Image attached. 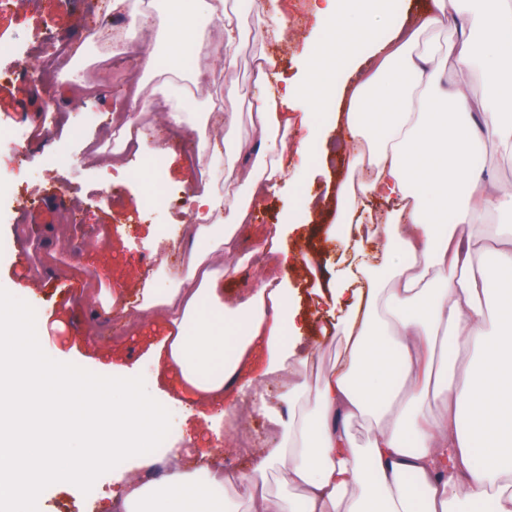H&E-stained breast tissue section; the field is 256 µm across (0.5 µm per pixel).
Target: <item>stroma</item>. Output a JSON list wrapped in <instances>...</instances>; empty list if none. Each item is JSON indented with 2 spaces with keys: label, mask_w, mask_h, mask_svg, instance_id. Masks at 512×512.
Returning <instances> with one entry per match:
<instances>
[{
  "label": "stroma",
  "mask_w": 512,
  "mask_h": 512,
  "mask_svg": "<svg viewBox=\"0 0 512 512\" xmlns=\"http://www.w3.org/2000/svg\"><path fill=\"white\" fill-rule=\"evenodd\" d=\"M235 5L246 33L238 49L237 65L217 73L214 83L193 88L189 79L143 75L129 65L115 77L95 31L119 24L122 33H134L142 53L163 56L167 46L157 30L139 27L138 13L146 0H130L129 9L114 15L110 0H17L0 12V68L25 67L29 77L0 82V181L9 184L0 195V285L24 286L32 291L38 339L54 360L69 362L95 374L119 370L142 376L147 390L171 414L170 431L163 445L187 454L191 466L215 459L232 463L234 480L225 484L224 496L237 512H248L240 495L239 476L250 474L259 451L274 446L278 429L254 410L256 392H263L282 419L298 420L301 412L288 404V386L268 376L260 389H245L237 397L236 415L208 428L206 416L218 406L192 403L176 390L169 367L155 366L153 357L165 346L168 331L158 321L141 320L140 303L145 278L155 277L158 287H169L166 269L184 268L195 228L196 204L187 183L189 175L202 177L222 188L224 175L198 163L197 127L209 99L220 97L234 116L233 132L254 138L251 114L259 91L252 78V63L261 54L272 55L285 79L294 81L306 71L312 49L328 34L329 25L316 17L317 0H228ZM286 11L289 37L277 42L261 33L260 13ZM88 45L79 60L63 57L54 77L43 80L39 43ZM144 81L157 112L177 106L181 121L164 125L160 139H150L140 153L125 154L121 169L104 166L99 156L84 157L89 144L99 143L112 121L116 105L126 103L130 87ZM233 96H226V89ZM327 144L317 154L292 157L305 178V197L313 201L309 220L285 237L289 258L280 266L290 291L293 311L303 322L308 345L305 372L309 384L335 365H347L343 335L323 333L338 321L329 296L323 295L329 271L350 263L353 241L336 222V192L350 177L345 155L335 152L341 137L324 115H313L309 130ZM479 163L484 175L512 187V149L482 140ZM300 197L291 190L268 192L253 211L230 262L240 272L224 283V299L235 302L257 288L266 270L254 256L261 238L275 225L300 210ZM105 243H98L99 232ZM111 473L95 481L92 495L72 494L66 488L47 489L38 512H110L105 492L112 488Z\"/></svg>",
  "instance_id": "stroma-1"
}]
</instances>
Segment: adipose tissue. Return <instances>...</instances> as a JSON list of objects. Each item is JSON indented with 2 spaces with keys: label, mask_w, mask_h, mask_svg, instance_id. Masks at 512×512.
<instances>
[{
  "label": "adipose tissue",
  "mask_w": 512,
  "mask_h": 512,
  "mask_svg": "<svg viewBox=\"0 0 512 512\" xmlns=\"http://www.w3.org/2000/svg\"><path fill=\"white\" fill-rule=\"evenodd\" d=\"M325 3L340 23L298 85L282 88L275 58L262 56L255 140L229 138L223 101L209 100L204 124L211 132L200 144L211 158L225 159L224 189H197L188 269L169 271L166 289L145 282L137 316L167 325L164 361L176 370L181 392L195 402H225V414L235 411L227 400L237 382L287 374L288 403L304 413L299 422L281 423L277 443L241 479L250 512H512V494L495 490L512 480V190L483 179L472 159L482 138L512 146V0H430L414 18L397 15L395 0ZM202 13L217 24L215 55L225 69L235 68L244 33L227 0H182L163 29L168 54L141 57L142 72L212 82L214 68L195 38ZM457 17L466 27L448 49L455 67L447 79L418 45L426 31ZM388 18L394 26L382 27ZM365 41L372 45L369 67L348 84ZM476 79L485 86L477 98L467 90ZM292 96L315 111L348 101L336 115L358 145L348 166L369 167L373 177L341 185V223L367 198L393 205L384 225L353 224L358 244L376 246L382 262L345 267L330 280L333 305L347 314L339 329L350 364L313 387L303 376L307 358L283 282L266 273L250 296L228 303L224 281L240 267L219 261L256 204L286 176ZM153 110L135 90L120 117V146L144 147L146 136L135 128ZM250 154L254 164L240 173L237 159ZM489 219L501 247L490 275L478 281L468 264L479 243L456 227ZM490 311L493 332L485 320ZM442 335L480 349L474 374L462 383L430 382ZM431 405L440 414L428 413ZM357 416L374 424L364 448L348 432ZM273 464L284 472L286 493L263 488ZM112 480L120 486L112 495L117 512H230L219 460L202 471L176 460L149 482L118 469Z\"/></svg>",
  "instance_id": "1"
}]
</instances>
